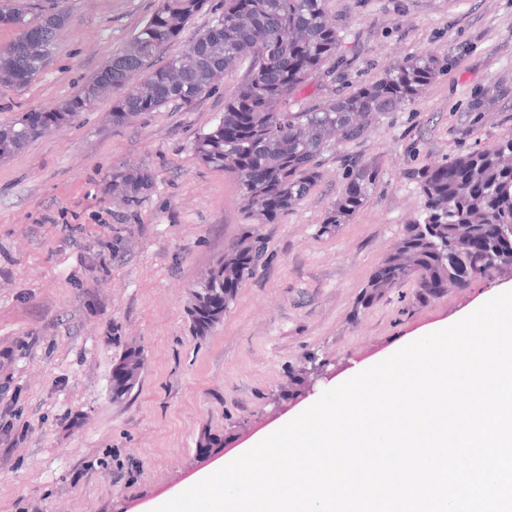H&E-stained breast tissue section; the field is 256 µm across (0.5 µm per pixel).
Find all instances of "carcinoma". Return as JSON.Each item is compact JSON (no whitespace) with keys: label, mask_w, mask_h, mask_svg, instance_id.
<instances>
[{"label":"carcinoma","mask_w":512,"mask_h":512,"mask_svg":"<svg viewBox=\"0 0 512 512\" xmlns=\"http://www.w3.org/2000/svg\"><path fill=\"white\" fill-rule=\"evenodd\" d=\"M60 0H44L34 9L28 0H0V22L16 30L0 49V80L23 89L46 67L56 31L68 16ZM206 0H159L126 48L116 52L71 98L48 114L54 124L70 122L102 97L114 95L112 124L123 125L172 103L190 108L212 92L217 74L250 63L247 82L224 104L220 119L194 142L208 166L236 175L250 212L273 224L305 198L321 177L319 158L330 147L355 141L397 104L421 95L444 69L433 53L413 56L375 82L316 108L288 111V102L312 75L336 59L340 42L325 0H224L208 25L168 54L182 40ZM38 26L44 42L30 44L25 28ZM27 113L0 127V157H8L45 132L26 125ZM424 208L394 251L367 284L364 303L406 282L422 303L437 299L448 287L463 289L475 278L495 277L507 255L470 251L483 238L485 225H512V136L495 146L461 153L450 162L417 172ZM374 172L354 163L349 185L326 213L321 232L344 224L367 198ZM112 182L123 190V203L137 210L153 187L145 171H114ZM265 256L259 235L234 245L214 268L211 283L197 287L196 297L224 289L252 274Z\"/></svg>","instance_id":"carcinoma-1"}]
</instances>
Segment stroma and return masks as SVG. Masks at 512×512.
I'll return each instance as SVG.
<instances>
[{
  "instance_id": "obj_1",
  "label": "stroma",
  "mask_w": 512,
  "mask_h": 512,
  "mask_svg": "<svg viewBox=\"0 0 512 512\" xmlns=\"http://www.w3.org/2000/svg\"><path fill=\"white\" fill-rule=\"evenodd\" d=\"M53 60L23 89L0 83V125L74 95L123 48L157 0H62ZM340 35L335 76L312 81L298 112L430 51L445 66L356 141L319 160L321 178L278 222L248 218L232 173L204 165L196 137L217 122L247 68L224 72L191 108L113 125L111 98L0 158V512H154L200 469L199 448L273 420L310 361L358 363L491 292L476 279L422 303L414 286L361 303L424 197L418 170L512 134V0H327ZM486 100L480 112L471 105ZM372 168L364 207L334 232L323 217L350 161ZM154 181L138 211L112 173ZM257 233L265 261L223 319L196 335L191 292L233 244ZM138 385L116 400L128 351Z\"/></svg>"
}]
</instances>
